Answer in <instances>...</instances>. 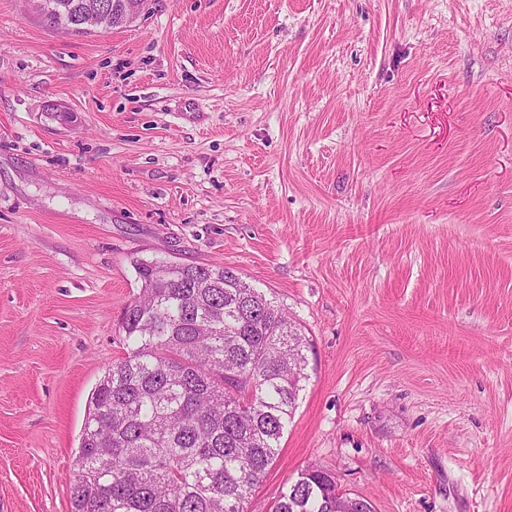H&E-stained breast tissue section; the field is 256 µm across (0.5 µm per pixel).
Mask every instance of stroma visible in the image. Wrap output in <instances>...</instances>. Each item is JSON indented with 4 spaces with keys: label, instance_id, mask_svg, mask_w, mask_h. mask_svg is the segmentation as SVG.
<instances>
[{
    "label": "stroma",
    "instance_id": "1",
    "mask_svg": "<svg viewBox=\"0 0 512 512\" xmlns=\"http://www.w3.org/2000/svg\"><path fill=\"white\" fill-rule=\"evenodd\" d=\"M62 112L72 122L59 120ZM135 257L287 308L315 464L375 512H512V0H0V512H70ZM65 6V11L56 18V24L53 29H63L70 33L74 34H87L85 32L75 31L69 28V24L72 19L77 18L79 13L86 10V8L91 4H97L99 2H109L112 4V28L124 26L132 23L135 20V17L141 12V10H145L149 0H137L139 2V6L136 9H118L116 8V3L114 0H59Z\"/></svg>",
    "mask_w": 512,
    "mask_h": 512
}]
</instances>
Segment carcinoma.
I'll list each match as a JSON object with an SVG mask.
<instances>
[{
  "label": "carcinoma",
  "mask_w": 512,
  "mask_h": 512,
  "mask_svg": "<svg viewBox=\"0 0 512 512\" xmlns=\"http://www.w3.org/2000/svg\"><path fill=\"white\" fill-rule=\"evenodd\" d=\"M55 27L101 0H60ZM127 356L91 394L71 512H244L275 463L309 380V340L265 293L226 268L133 260ZM335 477L310 467L272 512H353Z\"/></svg>",
  "instance_id": "1"
}]
</instances>
